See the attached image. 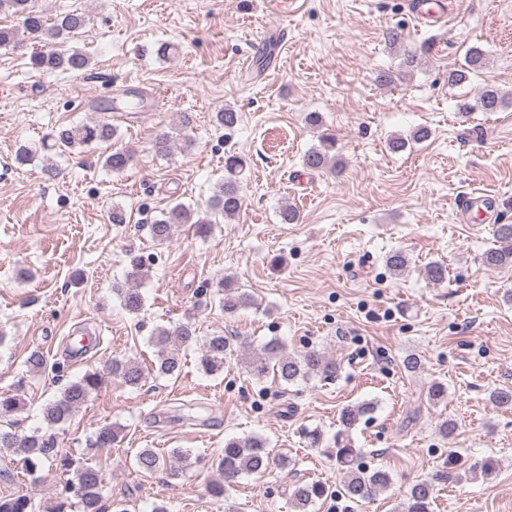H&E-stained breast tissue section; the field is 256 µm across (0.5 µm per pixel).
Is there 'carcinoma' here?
<instances>
[{
	"instance_id": "obj_1",
	"label": "carcinoma",
	"mask_w": 512,
	"mask_h": 512,
	"mask_svg": "<svg viewBox=\"0 0 512 512\" xmlns=\"http://www.w3.org/2000/svg\"><path fill=\"white\" fill-rule=\"evenodd\" d=\"M32 0H0V12L9 10L21 17V24L15 27H0V48L16 49L29 42L43 44V48L31 55L35 68L45 72H79L91 66V57L78 49H67L65 44L89 22V16L72 11L60 15L55 23L48 27L43 16L32 9ZM486 55L482 49L471 47L464 64L448 70V84L460 86L470 81V76L484 67ZM507 105L506 97L493 85L483 86L474 101L466 99L458 103L461 112H499ZM114 136L112 125L106 122H91L61 127L52 135L53 147L62 151L93 142H108ZM335 138L323 135L320 145L309 149L302 159L304 167L319 170L328 165L338 164L334 150ZM130 162V155L116 151L105 157L104 165L114 172L124 170ZM243 157L230 154L224 158V183L219 186L212 205L214 213L224 217H234L242 207V197L238 185V176L245 169ZM195 222L202 228L214 224L211 215L195 217L190 208L177 204L164 218L150 226L153 238L164 242L171 237L175 224ZM497 245L483 254L485 266L493 269L512 266V224H501L496 230ZM220 304L226 313H235L251 304L245 293L230 292L228 284H217ZM126 311L137 314L144 306V299L137 288H117ZM198 341L196 328L190 321L173 329L159 328L152 336L155 348V368L164 376H177L182 371V348ZM200 366L213 375L224 370V365L236 352L230 339L224 335L208 337L201 345ZM247 373L262 380L271 375L279 381L289 384L299 379L317 375L330 380L337 372L336 363L327 359L317 350L302 355L289 353L283 342L271 339L258 348H251L246 360ZM109 374L118 378L131 388L141 386L146 378L147 368L134 358L113 360ZM104 384L103 375L98 370H88L80 378L64 385L59 396L47 402L43 408V419L48 426L68 421L93 393ZM25 403L19 394L0 393V420L10 417L21 410ZM375 411V404L363 402L350 405L341 411V429L333 438V446L323 449L327 457L336 462L342 475L344 495L354 503L370 500L376 494L386 490L392 478L388 471L369 469L362 462L361 449L355 447L351 436L352 429L365 416ZM121 428L114 425L101 427L94 435L91 446L108 451L119 437ZM0 448L8 450L18 458L24 471L36 474L49 464L70 475L64 488L49 512H71L76 506L80 512H102L101 502L104 491V475L99 467L79 464L74 459L59 453L54 439L39 432L20 436L13 431L0 429ZM189 453L180 448L172 449L168 454L151 448L138 450L133 457V467L142 474H154L166 471L175 478L179 476L178 463H184ZM290 461L286 455H274L268 448L267 439L251 434L231 438L224 442V448L218 456L217 470L221 480L208 486V491L216 496L224 494L226 487L247 476H261L268 470L278 467L288 468ZM451 479V473L440 471L432 478L420 479L410 488L404 506L399 512H432L436 483ZM328 489L319 482L296 483L289 490V502L294 512H309L317 500L327 495ZM0 512H36L31 499L25 495L0 498Z\"/></svg>"
}]
</instances>
